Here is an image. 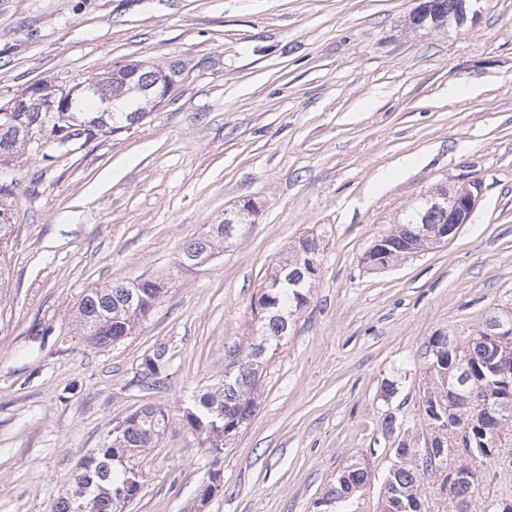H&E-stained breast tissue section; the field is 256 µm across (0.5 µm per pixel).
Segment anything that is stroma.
Listing matches in <instances>:
<instances>
[{
    "mask_svg": "<svg viewBox=\"0 0 512 512\" xmlns=\"http://www.w3.org/2000/svg\"><path fill=\"white\" fill-rule=\"evenodd\" d=\"M421 2L0 0V105L113 64L181 67L133 128L10 168L0 512H51L76 463L147 406L171 423L129 460L145 476L129 512H190L212 458L180 415L255 342L260 286L306 237L318 276L268 349L257 410L225 444L205 512H318L355 458L370 477L348 510L379 512L391 448L432 439V338L465 344L512 310V0H473L447 31L412 28ZM471 180L481 198L453 241L363 266L423 194ZM247 199L255 224L183 266V244ZM148 278L163 293L134 336L107 348L77 336L87 291Z\"/></svg>",
    "mask_w": 512,
    "mask_h": 512,
    "instance_id": "35a3bbf8",
    "label": "stroma"
}]
</instances>
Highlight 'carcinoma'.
<instances>
[{
	"label": "carcinoma",
	"mask_w": 512,
	"mask_h": 512,
	"mask_svg": "<svg viewBox=\"0 0 512 512\" xmlns=\"http://www.w3.org/2000/svg\"><path fill=\"white\" fill-rule=\"evenodd\" d=\"M459 0H427L434 11L426 19L424 27L433 28L448 22L447 12ZM137 62H131L126 69L118 71L112 82L121 83L129 78L133 81H155L161 68L148 66L136 71ZM89 98L76 99L75 113L64 115L61 127L68 129L71 144L89 143L95 137L115 133L125 127L124 117L130 115L134 100L130 96L112 98V111L87 112ZM47 122L45 112H0V167L16 161L28 146L25 133L30 127L37 128ZM15 184L0 180V245L7 242L15 232L13 224V202ZM432 224L441 221L438 213L426 214L420 207L408 211L402 222L395 225L385 239L387 247L374 246L367 250L362 263L372 270L376 263L396 262L407 255L405 249L413 245L419 250L432 246L428 240H419L418 226L424 220ZM224 224L216 225L204 235L188 242L182 249L181 258L213 256L224 245ZM304 287L290 288L288 283L266 280L253 303L252 313L258 316V341L249 344L246 351L225 366L228 379L212 385L205 392L196 395L197 402L190 406L192 413L182 414L183 425L207 448L212 456V465L219 464L224 443L238 434L256 411L258 382L266 361L268 345L288 333V323L279 318V313L307 302L308 288L315 280L318 269L299 267ZM162 288L152 280H140L134 284L114 282L102 288H95L81 299L76 312L77 335L91 345L110 347L132 336L138 327L154 312ZM433 358L430 363L434 399L426 404L424 412L430 425L438 424V418L465 421L468 423L469 441L473 447L485 444L503 449L512 447V411L508 418L497 415L493 408H481L471 395H465L451 386L456 374V354L448 349V337L436 336L432 341ZM469 356L468 368L475 383V389L483 398L500 392L499 379L491 373L487 364L484 336L476 333L464 346ZM170 417L161 408L144 407L122 420V438L127 448H153L164 435ZM448 449V436L434 434L431 449L422 455L404 440L399 441L393 454L409 456L408 463L390 469L381 486V512H427L426 491L448 493V512H458L459 504L471 505L472 498L483 482L490 459L464 458L461 464L469 467L476 475L467 485L456 488L448 486V475L444 474L441 463L442 451ZM131 467L125 463L121 453L114 450L112 439L91 454L83 457L72 474V490L60 497L53 505L52 512H76L84 505V512H123L120 491L125 481L132 477ZM369 477L367 464L356 460L350 463L336 479V485L325 500L332 505L345 506L351 492L365 486Z\"/></svg>",
	"instance_id": "1"
}]
</instances>
